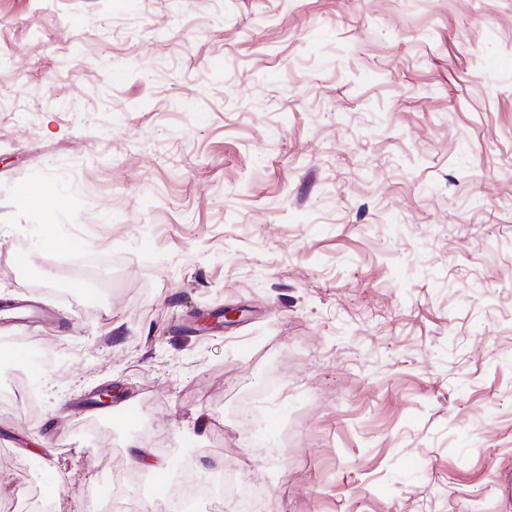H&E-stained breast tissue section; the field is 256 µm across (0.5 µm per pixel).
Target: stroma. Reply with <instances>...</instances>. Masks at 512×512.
<instances>
[{
	"instance_id": "35a3bbf8",
	"label": "stroma",
	"mask_w": 512,
	"mask_h": 512,
	"mask_svg": "<svg viewBox=\"0 0 512 512\" xmlns=\"http://www.w3.org/2000/svg\"><path fill=\"white\" fill-rule=\"evenodd\" d=\"M26 301L0 500H145L137 444L233 482L195 512H512V0H0Z\"/></svg>"
}]
</instances>
